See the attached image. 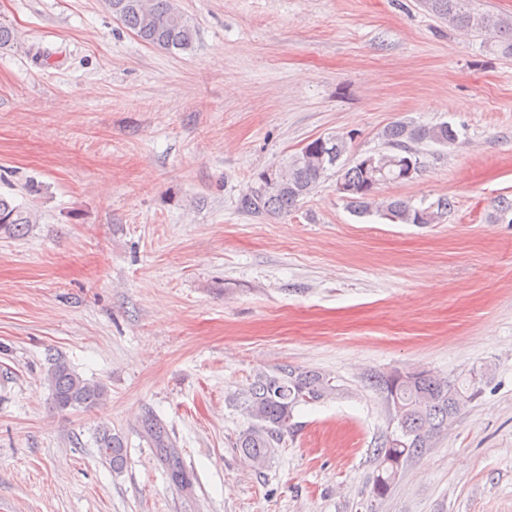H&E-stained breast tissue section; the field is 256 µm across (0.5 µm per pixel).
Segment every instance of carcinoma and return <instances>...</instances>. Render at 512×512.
I'll return each mask as SVG.
<instances>
[{
  "instance_id": "cac0c4a2",
  "label": "carcinoma",
  "mask_w": 512,
  "mask_h": 512,
  "mask_svg": "<svg viewBox=\"0 0 512 512\" xmlns=\"http://www.w3.org/2000/svg\"><path fill=\"white\" fill-rule=\"evenodd\" d=\"M469 0H422L424 7L448 22V26L467 32H493L504 40V51L512 54V20L471 10ZM111 13L143 43L164 50L186 51L193 47L196 30L178 7L177 0H106ZM383 137L388 151L377 155L375 167L364 168L358 162L335 164L333 160L349 151L348 139L340 135L318 137L308 142L288 161L285 168L257 173L240 198V208L254 215H287L294 211L320 184L327 172L335 171L337 181L352 188L347 207L357 217L377 214L399 224H439L448 213L450 202L443 198L428 207H414L401 199H380L377 186L405 180L409 163L414 171L421 162L413 145L431 142L452 145L457 131L447 122L417 125L396 121L386 127ZM38 221L35 211L0 194V234L19 237ZM56 409H88L108 395L107 387L75 373L64 361L52 364L47 373ZM385 393L400 435L376 449L378 474L373 496L381 498L389 490L399 468L432 439L452 424L466 403L478 393L479 377L448 380L430 371L394 372L376 377ZM333 392L325 375L299 368L259 372L241 393V405L252 420L236 439L244 459L262 468L272 448L281 442L290 428L294 408L301 403L317 402ZM101 457L119 469L125 462L120 436L107 426L96 439Z\"/></svg>"
}]
</instances>
